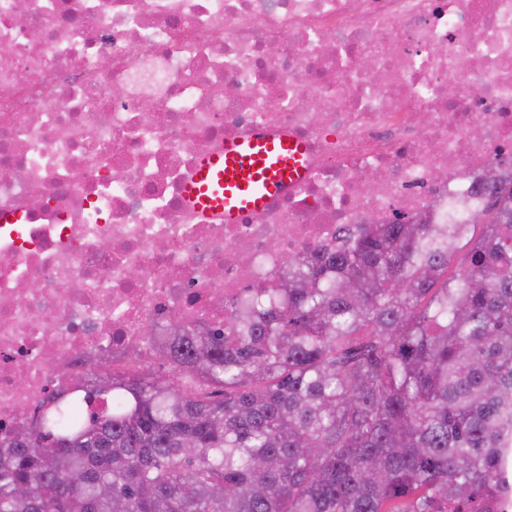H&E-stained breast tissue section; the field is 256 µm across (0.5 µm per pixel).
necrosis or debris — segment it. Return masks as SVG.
<instances>
[{
	"label": "necrosis or debris",
	"instance_id": "1",
	"mask_svg": "<svg viewBox=\"0 0 512 512\" xmlns=\"http://www.w3.org/2000/svg\"><path fill=\"white\" fill-rule=\"evenodd\" d=\"M260 129L305 143L306 178L198 212L199 156ZM492 175L512 0H0V428L88 362L148 371L146 324L221 322L344 226L468 223Z\"/></svg>",
	"mask_w": 512,
	"mask_h": 512
}]
</instances>
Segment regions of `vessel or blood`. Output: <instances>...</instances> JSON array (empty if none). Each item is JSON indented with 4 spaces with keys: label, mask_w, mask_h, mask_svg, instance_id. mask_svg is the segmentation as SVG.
I'll use <instances>...</instances> for the list:
<instances>
[{
    "label": "vessel or blood",
    "mask_w": 512,
    "mask_h": 512,
    "mask_svg": "<svg viewBox=\"0 0 512 512\" xmlns=\"http://www.w3.org/2000/svg\"><path fill=\"white\" fill-rule=\"evenodd\" d=\"M307 149L296 138L259 133L204 155L187 182V199L201 213L240 215L264 208L306 173Z\"/></svg>",
    "instance_id": "1"
}]
</instances>
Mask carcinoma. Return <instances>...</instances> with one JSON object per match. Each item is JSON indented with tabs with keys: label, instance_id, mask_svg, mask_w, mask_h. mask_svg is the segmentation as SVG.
<instances>
[{
	"label": "carcinoma",
	"instance_id": "cac0c4a2",
	"mask_svg": "<svg viewBox=\"0 0 512 512\" xmlns=\"http://www.w3.org/2000/svg\"><path fill=\"white\" fill-rule=\"evenodd\" d=\"M167 379L82 372L0 437V512H494L512 500V183L470 224L290 261ZM79 483H69V475Z\"/></svg>",
	"mask_w": 512,
	"mask_h": 512
}]
</instances>
